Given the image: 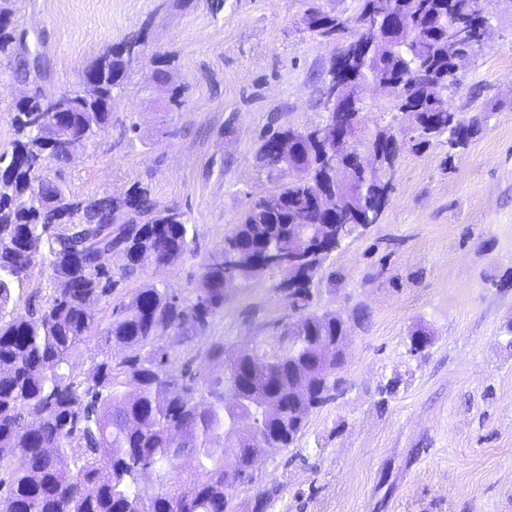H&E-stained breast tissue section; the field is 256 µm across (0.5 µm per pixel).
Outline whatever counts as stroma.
Instances as JSON below:
<instances>
[{
  "mask_svg": "<svg viewBox=\"0 0 512 512\" xmlns=\"http://www.w3.org/2000/svg\"><path fill=\"white\" fill-rule=\"evenodd\" d=\"M354 20L359 0H13L40 67L19 79L0 55V150L17 102L60 93L139 29L147 41L98 143L59 178L78 196L147 186L185 214L193 240L141 281L198 288L204 259L271 190L254 165L266 129L318 124L336 40L309 32L313 8ZM492 27L447 97L460 119L490 118L468 149L404 148L377 224L324 264L320 310L348 326L339 389L306 416L301 439L271 448L240 499L266 512H512V0H485ZM172 57L180 107L153 81ZM288 305L263 279L231 297L194 343L276 350ZM430 339L412 354L415 332Z\"/></svg>",
  "mask_w": 512,
  "mask_h": 512,
  "instance_id": "obj_1",
  "label": "stroma"
}]
</instances>
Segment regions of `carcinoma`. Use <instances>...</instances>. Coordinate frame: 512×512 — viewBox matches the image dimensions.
I'll use <instances>...</instances> for the list:
<instances>
[{
	"label": "carcinoma",
	"instance_id": "carcinoma-1",
	"mask_svg": "<svg viewBox=\"0 0 512 512\" xmlns=\"http://www.w3.org/2000/svg\"><path fill=\"white\" fill-rule=\"evenodd\" d=\"M10 0H0V52L15 46ZM476 0H395L404 25L383 33L362 64L367 82L407 74L406 107L421 117L412 147L453 139L452 158L468 149L488 116L461 130L448 124L438 104L458 88L451 55H470L479 45L473 19ZM468 29L465 42H448V20ZM308 30L329 38L345 29L331 10L316 8ZM144 45L135 33L84 72L97 95L82 86L68 91L82 111L69 113L71 132L95 145L112 118L133 55ZM54 95L36 92L17 106L16 138L0 151V512H239V492L253 480L265 449L239 430L251 419L277 435L278 448L303 435L309 410L336 390L332 351L336 314L319 312L312 286L320 283L323 255L307 282L288 294V317L275 335L291 339L277 350L235 351L217 341L211 357L228 367L202 373L193 368L192 345L224 303L277 268L258 267L256 252L272 256L328 239L332 225L320 206L319 154L298 142L288 169H270L277 139L298 129L281 127L263 139L255 166L273 184L271 206L255 201L224 235L223 246L238 264L229 273L208 258L209 287L176 294L155 283L124 293L127 281L156 262L175 265L192 238L183 212L160 203L150 189L78 198L50 174L69 160L50 124L29 116L45 113ZM334 112L325 121L354 131L349 158L353 177L328 185L348 224L378 222L388 201L393 171L370 168L366 151L389 136L392 124L366 128L364 112ZM104 252L120 254L116 271L100 263ZM49 274L46 295H29L27 314L8 311L15 289L34 268ZM100 352L86 373L78 360L91 341ZM121 349L116 357L112 347Z\"/></svg>",
	"mask_w": 512,
	"mask_h": 512
}]
</instances>
